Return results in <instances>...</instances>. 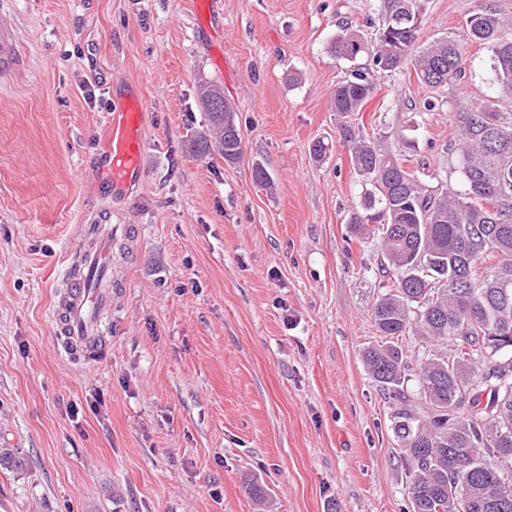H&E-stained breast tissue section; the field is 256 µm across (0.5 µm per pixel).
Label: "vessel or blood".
<instances>
[{
	"label": "vessel or blood",
	"instance_id": "obj_1",
	"mask_svg": "<svg viewBox=\"0 0 512 512\" xmlns=\"http://www.w3.org/2000/svg\"><path fill=\"white\" fill-rule=\"evenodd\" d=\"M16 35L8 21L0 22V68L16 61ZM108 138L104 147L107 181L113 190L128 188L141 176L145 149L144 108L136 88L112 105L106 116ZM132 230L125 224H100L93 247L80 248L76 265L67 267L58 291L59 302L52 314L58 319L57 337L68 354H92L103 345L99 317L111 308L115 282L108 278L112 248L128 244Z\"/></svg>",
	"mask_w": 512,
	"mask_h": 512
}]
</instances>
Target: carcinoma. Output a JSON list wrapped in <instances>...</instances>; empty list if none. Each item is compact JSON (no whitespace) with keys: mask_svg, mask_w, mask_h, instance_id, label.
I'll return each instance as SVG.
<instances>
[{"mask_svg":"<svg viewBox=\"0 0 512 512\" xmlns=\"http://www.w3.org/2000/svg\"><path fill=\"white\" fill-rule=\"evenodd\" d=\"M376 37L346 28L329 52L355 62L352 78L336 85L332 111H362L373 71L412 66L419 82L444 88L461 79L468 46L492 51L488 83L498 100L512 98V24L491 11L471 15L455 37L415 49L419 29L393 17L418 0H381ZM208 131L193 144L199 155L238 162L242 136L233 105L211 82L198 88ZM459 131L448 144L464 190L424 185L410 157L349 123L339 135L356 175L371 189L354 226L374 225L388 268L385 291L371 318L381 341L363 360L392 400V430L411 480V512H512V112L473 104L453 113ZM420 336L436 347L408 360L399 337ZM418 393L408 391L410 380Z\"/></svg>","mask_w":512,"mask_h":512,"instance_id":"obj_1","label":"carcinoma"}]
</instances>
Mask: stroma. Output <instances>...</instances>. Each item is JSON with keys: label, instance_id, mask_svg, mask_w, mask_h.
<instances>
[{"label": "stroma", "instance_id": "obj_1", "mask_svg": "<svg viewBox=\"0 0 512 512\" xmlns=\"http://www.w3.org/2000/svg\"><path fill=\"white\" fill-rule=\"evenodd\" d=\"M420 2L422 47L477 12L512 18V0ZM0 16L19 51L0 70V448L25 459L0 468V512H409L392 405L361 359L382 247L349 222L366 185L330 106L352 65L328 45L378 28L380 0H0ZM491 57L469 47L458 89L372 73L356 122L425 160L430 187L458 185L452 114L493 96ZM204 80L235 108L240 163L191 148ZM131 84L142 177L118 197L99 156ZM104 215L137 240L113 256L105 345L78 361L50 312Z\"/></svg>", "mask_w": 512, "mask_h": 512}]
</instances>
